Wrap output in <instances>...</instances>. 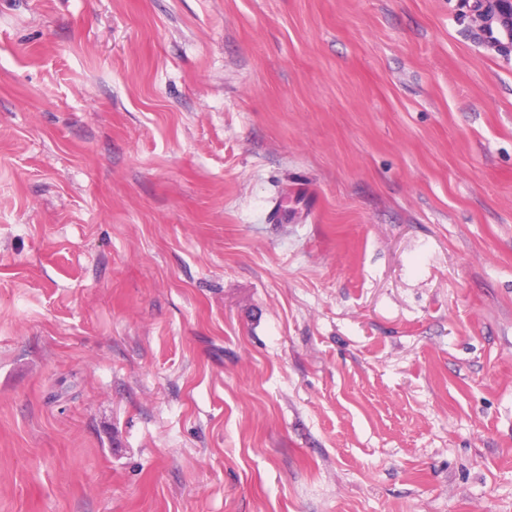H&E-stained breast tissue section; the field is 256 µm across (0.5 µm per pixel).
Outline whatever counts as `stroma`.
Returning a JSON list of instances; mask_svg holds the SVG:
<instances>
[{
	"mask_svg": "<svg viewBox=\"0 0 512 512\" xmlns=\"http://www.w3.org/2000/svg\"><path fill=\"white\" fill-rule=\"evenodd\" d=\"M0 512H512L466 0H0Z\"/></svg>",
	"mask_w": 512,
	"mask_h": 512,
	"instance_id": "obj_1",
	"label": "stroma"
}]
</instances>
